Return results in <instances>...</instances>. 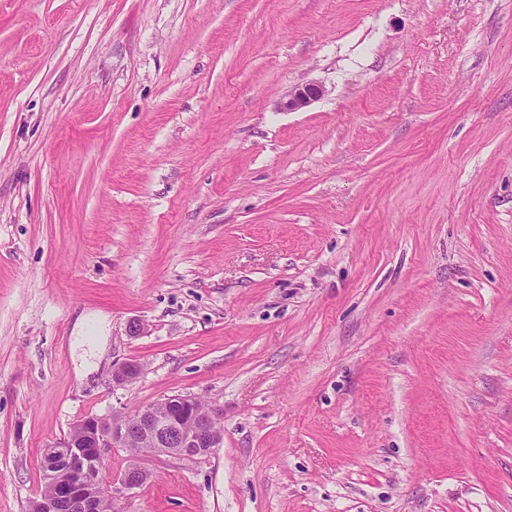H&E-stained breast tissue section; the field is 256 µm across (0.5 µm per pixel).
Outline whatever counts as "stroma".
Segmentation results:
<instances>
[{"label": "stroma", "mask_w": 512, "mask_h": 512, "mask_svg": "<svg viewBox=\"0 0 512 512\" xmlns=\"http://www.w3.org/2000/svg\"><path fill=\"white\" fill-rule=\"evenodd\" d=\"M176 394L120 512H512V0H0V512ZM324 92V87L315 82L297 85L279 99L277 106L287 112L300 111L321 98ZM217 420L218 409L192 394L167 396L141 406L128 416L81 419L71 436L68 434L62 441L44 448L43 459L52 490L50 492L45 481V492L50 493L41 490L32 511H109L108 504L96 495V489L104 477L109 452L123 448L128 452L130 461L125 470L111 481V498L108 486L101 483L97 490L101 498H110V512H115L112 503L119 500L122 490L137 488L150 476L143 463L142 448H148V453L182 460L202 459L211 455L223 441ZM81 430L87 434L86 440Z\"/></svg>", "instance_id": "stroma-1"}]
</instances>
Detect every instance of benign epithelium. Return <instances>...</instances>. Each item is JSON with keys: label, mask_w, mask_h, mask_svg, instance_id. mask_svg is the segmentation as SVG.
Instances as JSON below:
<instances>
[{"label": "benign epithelium", "mask_w": 512, "mask_h": 512, "mask_svg": "<svg viewBox=\"0 0 512 512\" xmlns=\"http://www.w3.org/2000/svg\"><path fill=\"white\" fill-rule=\"evenodd\" d=\"M323 95L324 87L318 83L297 85L279 99L277 106L287 112L300 111ZM140 372V363L124 361L113 371V382L131 383ZM217 420L218 409L192 394L167 396L128 416L86 417L75 425L87 434L86 440L66 437L44 449L52 490L39 493L32 512H108V504L98 498L96 489L110 451L123 448L130 457L125 470L111 482L110 501L115 503L122 491L148 480L142 449L182 460L202 459L223 441Z\"/></svg>", "instance_id": "benign-epithelium-1"}]
</instances>
